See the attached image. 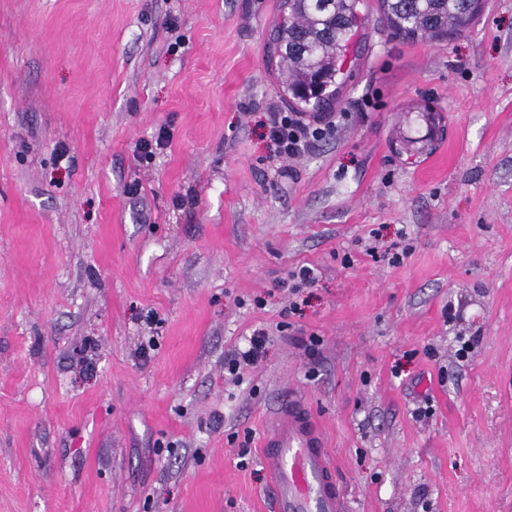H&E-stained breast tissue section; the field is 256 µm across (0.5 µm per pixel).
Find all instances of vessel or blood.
Here are the masks:
<instances>
[{
    "label": "vessel or blood",
    "instance_id": "vessel-or-blood-1",
    "mask_svg": "<svg viewBox=\"0 0 512 512\" xmlns=\"http://www.w3.org/2000/svg\"><path fill=\"white\" fill-rule=\"evenodd\" d=\"M260 459L272 477L270 512H350L322 430L303 398L289 395L271 418Z\"/></svg>",
    "mask_w": 512,
    "mask_h": 512
}]
</instances>
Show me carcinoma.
Returning a JSON list of instances; mask_svg holds the SVG:
<instances>
[{
	"mask_svg": "<svg viewBox=\"0 0 512 512\" xmlns=\"http://www.w3.org/2000/svg\"><path fill=\"white\" fill-rule=\"evenodd\" d=\"M288 17L275 32L286 63L284 86L294 99L319 108L336 94L341 63L364 23L360 0H286ZM387 26L407 40H443L465 32L482 0H380Z\"/></svg>",
	"mask_w": 512,
	"mask_h": 512,
	"instance_id": "obj_1",
	"label": "carcinoma"
}]
</instances>
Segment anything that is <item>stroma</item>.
<instances>
[{
    "mask_svg": "<svg viewBox=\"0 0 512 512\" xmlns=\"http://www.w3.org/2000/svg\"><path fill=\"white\" fill-rule=\"evenodd\" d=\"M365 13L286 165L283 0H0V512H268L291 391L353 512H512V0ZM387 26L407 40H443L465 32L482 0H380ZM269 129L277 155L295 159L336 129L332 112H279ZM268 334L265 329L257 328L253 331L244 347L239 348L227 361V369L232 373L245 366L256 365L266 352Z\"/></svg>",
    "mask_w": 512,
    "mask_h": 512,
    "instance_id": "stroma-1",
    "label": "stroma"
}]
</instances>
